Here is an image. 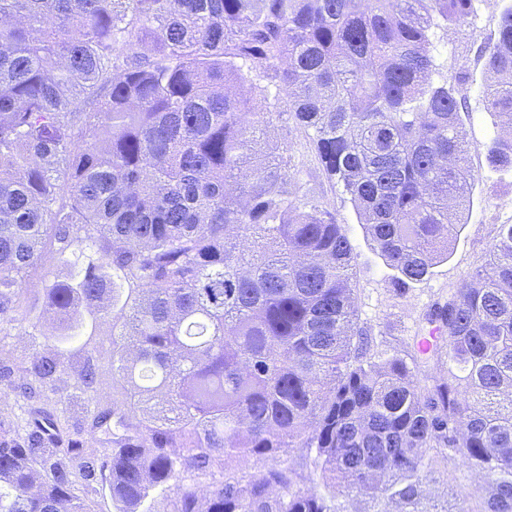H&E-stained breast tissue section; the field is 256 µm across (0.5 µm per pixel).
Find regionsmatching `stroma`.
<instances>
[{
	"mask_svg": "<svg viewBox=\"0 0 512 512\" xmlns=\"http://www.w3.org/2000/svg\"><path fill=\"white\" fill-rule=\"evenodd\" d=\"M503 0H485L476 17L442 35L438 48L442 61L454 64L461 72L467 90L463 128L467 144L466 162L478 179L465 224L448 260L432 268L422 282L406 292L393 285L394 270L368 245L357 215L340 188L331 187L318 173L308 138L304 131L274 128L278 137H286L298 168L300 188H313L323 202L335 210L355 247L353 288L359 321L369 330L379 348L409 349L414 337L426 334L425 314L438 299L447 297L461 279L485 261L488 247L498 225L512 224V176L489 167L486 151L497 133L492 118L484 109L480 88L486 76L480 48L494 38ZM63 267L54 251H47L41 264L30 270L22 282L24 301L18 312L19 324L0 332V354L24 365L33 349L63 355L67 370L57 383L60 395L74 391L76 372L85 354H92L103 369L112 365V323L82 317L81 335L67 341L55 335V322L42 313L43 291L48 276L62 273ZM424 502L429 512H444L457 492L468 490L469 474L457 455L435 457L426 483Z\"/></svg>",
	"mask_w": 512,
	"mask_h": 512,
	"instance_id": "stroma-1",
	"label": "stroma"
}]
</instances>
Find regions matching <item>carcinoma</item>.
Listing matches in <instances>:
<instances>
[{
	"mask_svg": "<svg viewBox=\"0 0 512 512\" xmlns=\"http://www.w3.org/2000/svg\"><path fill=\"white\" fill-rule=\"evenodd\" d=\"M483 2L0 0V328L48 243L72 273L49 280L47 312L68 339L83 308L112 320L122 389L72 420L37 403L60 356L35 348L18 376L0 359L32 402L0 420V512H89L97 483L115 512H342L354 492L429 512L432 450L478 481L446 512L475 495L512 512V224L432 304L429 348L376 358L344 225L293 189L286 143L252 154L279 122L303 130L395 287L423 281L476 179L438 32ZM481 58L487 161L512 172V6ZM444 358L447 374L422 372ZM99 378L87 357L89 402ZM96 433L103 458L84 446ZM250 458L276 462L249 474Z\"/></svg>",
	"mask_w": 512,
	"mask_h": 512,
	"instance_id": "obj_1",
	"label": "carcinoma"
}]
</instances>
